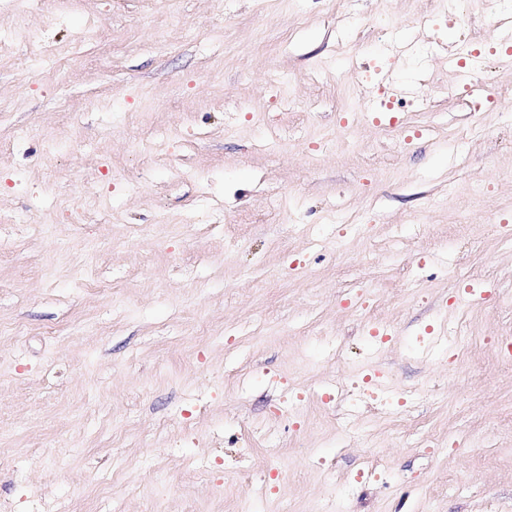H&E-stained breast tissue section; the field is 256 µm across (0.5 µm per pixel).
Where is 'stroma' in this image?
Wrapping results in <instances>:
<instances>
[{
  "mask_svg": "<svg viewBox=\"0 0 512 512\" xmlns=\"http://www.w3.org/2000/svg\"><path fill=\"white\" fill-rule=\"evenodd\" d=\"M468 13L0 0V501L512 512V9ZM464 45L491 111L446 92ZM371 67L420 100L376 113Z\"/></svg>",
  "mask_w": 512,
  "mask_h": 512,
  "instance_id": "stroma-1",
  "label": "stroma"
}]
</instances>
